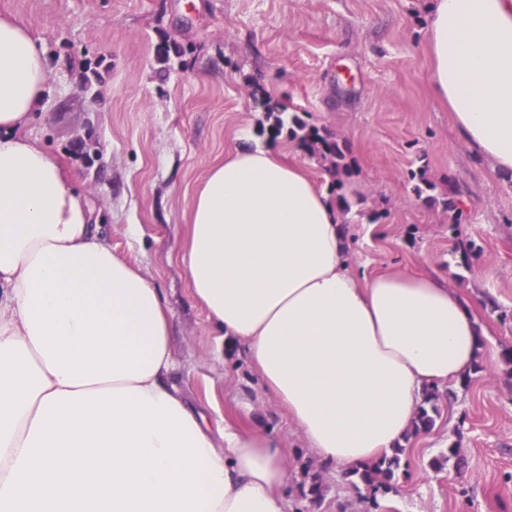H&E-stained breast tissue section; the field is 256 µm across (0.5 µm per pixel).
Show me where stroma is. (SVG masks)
Wrapping results in <instances>:
<instances>
[{"mask_svg":"<svg viewBox=\"0 0 512 512\" xmlns=\"http://www.w3.org/2000/svg\"><path fill=\"white\" fill-rule=\"evenodd\" d=\"M425 2L0 0V13L48 51L28 134L159 288L171 381L209 421L267 428L292 474L311 457L245 358L219 353L179 258L198 185L243 131L293 151L342 199L361 271L435 269L476 307L475 374L439 389L440 416L406 442L382 512H512V176L459 144L432 97ZM297 121L344 146L340 173L302 145Z\"/></svg>","mask_w":512,"mask_h":512,"instance_id":"35a3bbf8","label":"stroma"}]
</instances>
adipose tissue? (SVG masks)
<instances>
[{"label":"adipose tissue","mask_w":512,"mask_h":512,"mask_svg":"<svg viewBox=\"0 0 512 512\" xmlns=\"http://www.w3.org/2000/svg\"><path fill=\"white\" fill-rule=\"evenodd\" d=\"M428 85L458 139L512 175V0H431ZM47 53L0 16V512H285V445L213 432L171 384L172 313L26 129ZM181 262L208 321L320 466L390 454L428 391L471 376L473 304L446 276L361 274L292 153L241 135L191 207Z\"/></svg>","instance_id":"ef3b65f1"}]
</instances>
